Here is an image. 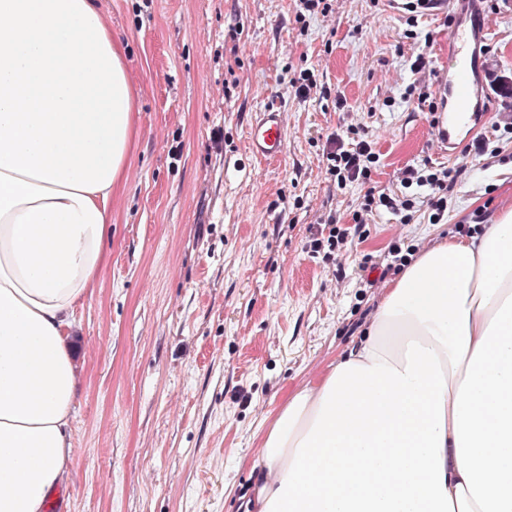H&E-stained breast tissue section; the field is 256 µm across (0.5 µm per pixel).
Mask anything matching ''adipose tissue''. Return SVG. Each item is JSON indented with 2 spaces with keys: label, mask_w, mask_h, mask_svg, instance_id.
<instances>
[{
  "label": "adipose tissue",
  "mask_w": 512,
  "mask_h": 512,
  "mask_svg": "<svg viewBox=\"0 0 512 512\" xmlns=\"http://www.w3.org/2000/svg\"><path fill=\"white\" fill-rule=\"evenodd\" d=\"M135 120L97 0H0V512L73 464L70 336ZM260 448L253 512H512V211L411 260Z\"/></svg>",
  "instance_id": "1"
}]
</instances>
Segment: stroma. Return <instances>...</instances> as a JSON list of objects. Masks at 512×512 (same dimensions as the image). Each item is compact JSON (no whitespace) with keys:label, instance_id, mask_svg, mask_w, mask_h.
I'll use <instances>...</instances> for the list:
<instances>
[{"label":"stroma","instance_id":"35a3bbf8","mask_svg":"<svg viewBox=\"0 0 512 512\" xmlns=\"http://www.w3.org/2000/svg\"><path fill=\"white\" fill-rule=\"evenodd\" d=\"M127 50L137 93L131 176L112 198L109 255L77 308L82 383L66 496L49 512H243L259 439L288 391L324 375L363 337L400 271L391 249L421 252L512 210V0L481 4L489 29L477 73L485 154L444 157L428 113L448 54L443 8L395 0H99ZM425 69L414 70L417 54ZM310 70L316 89L289 80ZM286 115L281 161L248 149L268 107ZM360 127L379 152L368 184L338 189L329 137ZM451 168L448 216L424 202L410 223L366 190L401 194L403 171ZM348 238L312 255L319 225Z\"/></svg>","mask_w":512,"mask_h":512}]
</instances>
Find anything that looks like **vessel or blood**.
<instances>
[{
  "mask_svg": "<svg viewBox=\"0 0 512 512\" xmlns=\"http://www.w3.org/2000/svg\"><path fill=\"white\" fill-rule=\"evenodd\" d=\"M486 29L480 16L469 22L452 21L448 27V63L439 71L436 81L437 107L431 119L432 131L441 147L451 148L462 130H474L476 108L472 104L471 78L479 60L473 45ZM248 145L251 153L265 161L280 160L287 149L285 116L277 107L260 112L249 125Z\"/></svg>",
  "mask_w": 512,
  "mask_h": 512,
  "instance_id": "b4317fda",
  "label": "vessel or blood"
}]
</instances>
